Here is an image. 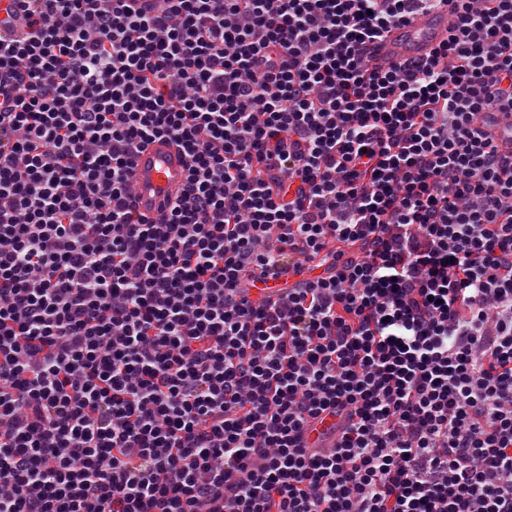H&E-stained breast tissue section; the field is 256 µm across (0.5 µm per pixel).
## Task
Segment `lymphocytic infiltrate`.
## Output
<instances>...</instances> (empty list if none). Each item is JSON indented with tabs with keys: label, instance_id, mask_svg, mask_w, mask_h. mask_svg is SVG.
<instances>
[{
	"label": "lymphocytic infiltrate",
	"instance_id": "lymphocytic-infiltrate-1",
	"mask_svg": "<svg viewBox=\"0 0 512 512\" xmlns=\"http://www.w3.org/2000/svg\"><path fill=\"white\" fill-rule=\"evenodd\" d=\"M442 4L431 56L371 68ZM14 22L0 512H512V0H19ZM159 137L190 165L151 221L132 169ZM338 421V417L326 414L321 418V420L315 422L313 426L306 432L304 437L308 446L312 448L326 446L328 441L331 439L329 435L331 434L334 427H336V423ZM322 439H324L323 443Z\"/></svg>",
	"mask_w": 512,
	"mask_h": 512
}]
</instances>
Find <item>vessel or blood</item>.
Here are the masks:
<instances>
[{
    "label": "vessel or blood",
    "instance_id": "obj_1",
    "mask_svg": "<svg viewBox=\"0 0 512 512\" xmlns=\"http://www.w3.org/2000/svg\"><path fill=\"white\" fill-rule=\"evenodd\" d=\"M456 23L452 10L441 7L424 12L407 23L391 29L373 50L370 63L384 70L391 65L427 57L448 37ZM188 158L171 140L161 138L145 146L137 155L133 167L134 201L146 217L157 218L168 199L183 188L187 177ZM337 423L327 415L315 422L306 432L310 447L321 446Z\"/></svg>",
    "mask_w": 512,
    "mask_h": 512
}]
</instances>
